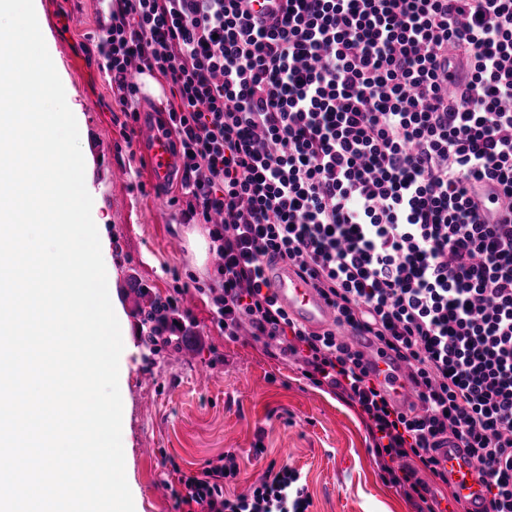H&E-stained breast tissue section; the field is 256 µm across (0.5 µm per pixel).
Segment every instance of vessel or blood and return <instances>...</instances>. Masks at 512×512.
Masks as SVG:
<instances>
[{"label":"vessel or blood","mask_w":512,"mask_h":512,"mask_svg":"<svg viewBox=\"0 0 512 512\" xmlns=\"http://www.w3.org/2000/svg\"><path fill=\"white\" fill-rule=\"evenodd\" d=\"M149 101V115L138 123L136 142L146 161L152 185L164 190L178 177L181 160L173 150L171 136L156 118L157 112L163 109L161 94L151 95ZM269 279L280 304L294 319L314 330L331 324L333 311L311 282L280 266L270 271ZM366 360L375 382L398 406L407 408L416 404L417 395L407 377L404 361L393 352L382 353L374 347L368 349ZM436 457L441 468L447 469L455 493L466 502L470 512H488L484 482L464 450L450 446L439 449Z\"/></svg>","instance_id":"b4317fda"}]
</instances>
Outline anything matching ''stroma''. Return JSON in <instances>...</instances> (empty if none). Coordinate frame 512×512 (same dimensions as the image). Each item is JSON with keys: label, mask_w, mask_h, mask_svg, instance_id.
<instances>
[{"label": "stroma", "mask_w": 512, "mask_h": 512, "mask_svg": "<svg viewBox=\"0 0 512 512\" xmlns=\"http://www.w3.org/2000/svg\"><path fill=\"white\" fill-rule=\"evenodd\" d=\"M67 23L41 24L48 51L77 118L92 217L113 276V305L123 319L129 355L120 383L125 414V473L137 512H174L170 486L178 473H198L206 460L235 452L239 473L226 487L243 492L268 464L305 477L309 512H416L376 465L366 425L338 394L313 387L295 364L251 338L231 340L205 292L212 265L191 241L204 224H184L171 199L148 186L144 159L126 143L130 130L108 77L98 68L97 0H36ZM152 285L176 300L189 335L178 348L153 354L139 336L135 288Z\"/></svg>", "instance_id": "1"}]
</instances>
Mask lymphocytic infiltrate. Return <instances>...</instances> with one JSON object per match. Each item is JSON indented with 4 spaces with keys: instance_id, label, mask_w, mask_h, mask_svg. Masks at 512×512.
<instances>
[{
    "instance_id": "lymphocytic-infiltrate-1",
    "label": "lymphocytic infiltrate",
    "mask_w": 512,
    "mask_h": 512,
    "mask_svg": "<svg viewBox=\"0 0 512 512\" xmlns=\"http://www.w3.org/2000/svg\"><path fill=\"white\" fill-rule=\"evenodd\" d=\"M101 70L139 117L131 66L170 86L181 218L220 257L208 288L226 336L265 347L356 407L383 480L417 512L441 501L437 448L458 441L512 512V215L487 224L475 183L512 197V0H98ZM333 308L312 331L265 267ZM394 351L419 404L398 407L347 333ZM231 453L180 475L175 512H308L291 467L228 494Z\"/></svg>"
}]
</instances>
